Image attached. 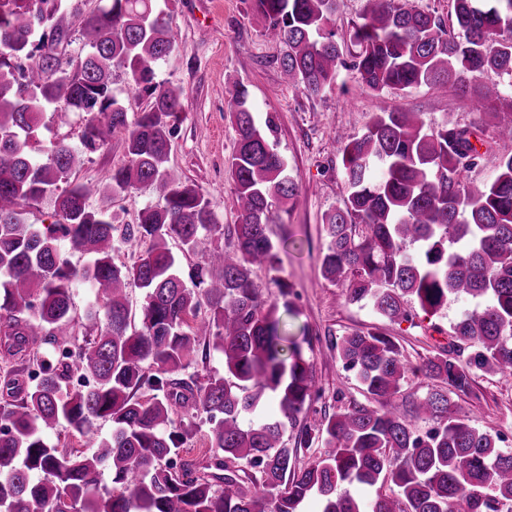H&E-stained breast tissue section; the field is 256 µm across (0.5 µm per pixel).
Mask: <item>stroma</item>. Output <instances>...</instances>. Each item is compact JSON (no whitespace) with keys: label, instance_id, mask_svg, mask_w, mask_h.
Returning <instances> with one entry per match:
<instances>
[{"label":"stroma","instance_id":"1","mask_svg":"<svg viewBox=\"0 0 512 512\" xmlns=\"http://www.w3.org/2000/svg\"><path fill=\"white\" fill-rule=\"evenodd\" d=\"M173 8L179 42L158 64L156 74L158 81L183 88L187 100L171 138L168 165L199 188L218 221L217 228L203 237L198 252L186 253L178 243H171L180 271L189 274L201 253L229 249L234 243L228 229L238 223L239 213L225 163L234 150L236 132L226 98L229 88L239 84L247 89L259 114L274 115L277 149L299 187L282 223L272 227L280 257L277 269L257 268L252 277L271 301L278 300L280 284L293 289L298 314L287 318V329L294 335L305 329L317 337V344L303 350L317 387L343 406L368 403V395L353 373L343 369L335 351L326 345V337L376 327L394 337L403 355L418 365L448 345L451 325L475 303L465 298L433 316L414 304L408 319L392 323L370 305L348 302L341 285L322 277L320 262L328 244L322 218L341 206L346 192L340 143L361 134L377 112H418L432 127L446 122L469 127L480 123L484 114L469 99L452 100L426 87L379 94L361 91L359 75L349 66L339 68L332 89L304 96L280 64L285 45L268 37L265 22L248 14L245 0H173ZM84 124L78 112L61 107L45 112L33 155L42 156L55 141L69 144L80 155L75 180L95 189L91 207H112L123 223H135L143 207L158 203L157 192L148 187L111 199L99 194L103 175L125 164L127 155L117 137L96 151L85 149ZM461 404L478 430L512 435V373L479 374L472 394L463 397Z\"/></svg>","mask_w":512,"mask_h":512}]
</instances>
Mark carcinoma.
Wrapping results in <instances>:
<instances>
[{
	"instance_id": "cac0c4a2",
	"label": "carcinoma",
	"mask_w": 512,
	"mask_h": 512,
	"mask_svg": "<svg viewBox=\"0 0 512 512\" xmlns=\"http://www.w3.org/2000/svg\"><path fill=\"white\" fill-rule=\"evenodd\" d=\"M287 47L281 65L306 96L336 84L343 64L333 29L340 0H247ZM350 36L352 67L371 93L421 86L452 89L493 122L425 125L417 112H377L359 137L342 140L343 204L323 216L329 245L322 277L396 322L415 302L435 314L461 298L476 302L453 325L452 342L416 368L447 388L398 402L411 366L379 329L335 344L373 400L309 418L318 388L296 342L280 330L278 302L263 298L255 267L276 268L270 225L288 212L298 186L276 147L275 117L260 118L247 90L228 91L237 140L228 160L240 222L235 247L195 265L193 287L177 274L168 242L193 252L216 226L211 202L167 167L185 108L182 88L156 81V65L179 32L160 0H107L90 13L63 0H0V512H512V452L469 424L458 399L477 373L512 372V153L495 155L483 184L464 174L512 132V93L480 82L512 75V0H453L452 28L405 0H367ZM78 28L76 67L57 52ZM124 72L148 107L131 120L112 93ZM62 104L85 114L83 145L121 137L128 161L105 177L118 195L153 187L163 203L134 224L88 203L93 189L62 192L80 159L55 142L35 157L40 117ZM55 197L61 220L30 224L26 209ZM149 243L130 266L113 253ZM74 256H89L79 267ZM89 284L98 307L85 312L93 337L74 334L73 284ZM144 291L140 325L127 287ZM224 356V373L202 382L186 370ZM467 355L461 361V355ZM278 403L279 414L241 420ZM210 425L202 460L182 458ZM433 428L415 431L414 421ZM100 420L112 434L88 453L61 448L63 425L85 436ZM299 426L294 447L283 440ZM323 452L297 466L300 448ZM112 489H100L102 467ZM374 489L358 501L344 484Z\"/></svg>"
}]
</instances>
